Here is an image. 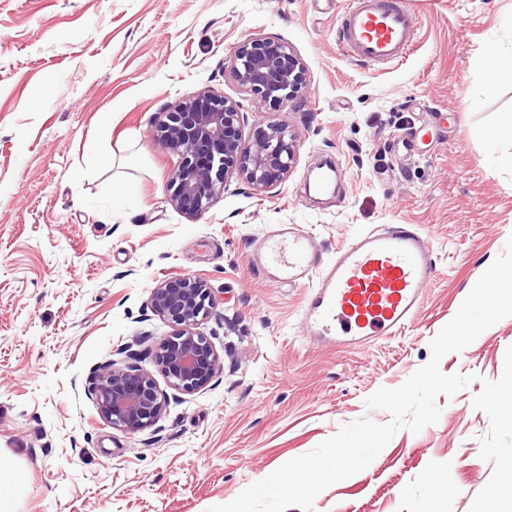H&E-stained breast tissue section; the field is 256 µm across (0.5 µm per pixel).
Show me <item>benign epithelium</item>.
Listing matches in <instances>:
<instances>
[{
    "instance_id": "obj_1",
    "label": "benign epithelium",
    "mask_w": 512,
    "mask_h": 512,
    "mask_svg": "<svg viewBox=\"0 0 512 512\" xmlns=\"http://www.w3.org/2000/svg\"><path fill=\"white\" fill-rule=\"evenodd\" d=\"M230 74L244 93L278 105L293 102L305 86L303 66L282 40L243 41L230 59ZM242 123L240 104L211 90L187 97L158 120L156 140L177 157L169 178L171 201L185 214L206 212L234 178L267 190L288 176L295 162L294 136L271 125L247 138ZM151 305L173 327L156 352L169 386L187 394L205 389L223 368L200 330L214 308L211 288L199 277H173L153 288ZM89 391L101 417L127 434L155 425L168 405L149 372L115 361L92 379Z\"/></svg>"
}]
</instances>
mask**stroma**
<instances>
[{"label":"stroma","mask_w":512,"mask_h":512,"mask_svg":"<svg viewBox=\"0 0 512 512\" xmlns=\"http://www.w3.org/2000/svg\"><path fill=\"white\" fill-rule=\"evenodd\" d=\"M420 22L403 62L369 67L336 39L343 0H0V457L26 473L17 512H207L368 412L431 359L430 343L512 236V145L472 137L512 112V85L486 87L480 62L512 44V0H407ZM292 45L306 86L290 105L241 96L229 74L244 40ZM241 100L246 130L296 135L297 162L274 189L232 184L208 211L170 202L173 159L158 112L203 89ZM115 155L116 164L104 158ZM332 158L340 200L304 194ZM273 224H299L334 255L356 234L411 224L436 271L411 325L362 349L311 343L309 284L281 285L250 263ZM207 281L202 326L223 361L209 387L169 389L155 362L171 331L151 292ZM133 345L170 403L151 429H112L90 377ZM512 316L446 374L474 380L439 396V420L399 431L314 512H469L492 465L489 419L472 399L497 380Z\"/></svg>","instance_id":"1"}]
</instances>
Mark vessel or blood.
Returning <instances> with one entry per match:
<instances>
[{"label":"vessel or blood","mask_w":512,"mask_h":512,"mask_svg":"<svg viewBox=\"0 0 512 512\" xmlns=\"http://www.w3.org/2000/svg\"><path fill=\"white\" fill-rule=\"evenodd\" d=\"M418 29L403 0H344L337 38L355 61L389 65L413 52ZM251 263L282 283L312 281L302 312L308 337L353 349L405 329L435 273L428 241L410 224L360 232L330 258L311 232L284 224L254 245Z\"/></svg>","instance_id":"b4317fda"}]
</instances>
